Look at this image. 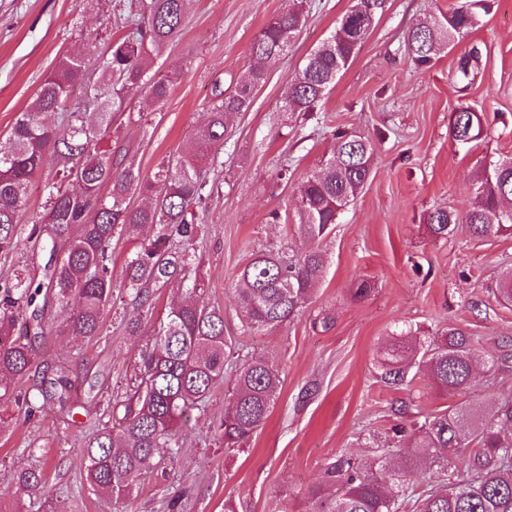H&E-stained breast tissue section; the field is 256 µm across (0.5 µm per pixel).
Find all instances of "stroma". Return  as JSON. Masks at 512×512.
<instances>
[{
  "label": "stroma",
  "mask_w": 512,
  "mask_h": 512,
  "mask_svg": "<svg viewBox=\"0 0 512 512\" xmlns=\"http://www.w3.org/2000/svg\"><path fill=\"white\" fill-rule=\"evenodd\" d=\"M132 2L0 0V136L32 106L58 56L77 53L98 63L122 36L118 16ZM454 2L385 0L368 38L307 120L283 111L287 82L353 5L311 0L298 38L270 68L250 109L232 119L220 154L218 190L197 249L205 299L223 310L232 353L204 412L183 430L181 452L140 478L130 506L85 481L84 439L134 378L146 342L127 324L159 321L176 294L155 291L145 308L130 297L124 267L138 242L151 237L146 228L112 242L113 298L99 335H47L31 375L0 396V495L13 491L19 471L34 469L45 481L26 499L27 512H167L173 497L183 512H224L228 500L237 512H306L304 494L325 465L379 456L386 428L465 405L488 415L512 394V303L490 291L512 269V236L476 238L461 224L437 240L426 223L434 209L465 210L479 166L512 155V0H492L458 48L440 50L431 66H416L407 54L411 28ZM287 8L288 0H188L182 34L152 71L154 79L172 80L169 97L149 109L144 91L131 90L132 115L113 132V152L132 151L146 174L177 155L205 123L215 85L248 77L251 43ZM474 43L483 48L481 71L462 92L456 59ZM462 105L488 120L481 138L467 145L451 135L452 114ZM337 127L374 141L371 175L318 243L325 263L313 297L282 325L243 332L238 276L255 252L307 248L294 223L297 187L328 158ZM285 166L292 172L287 181L279 178ZM362 281L370 291L354 297ZM451 324L472 337L481 358L465 394L441 395L421 374L400 389L381 382L380 353L390 336L406 330L421 342ZM254 356L278 373L279 395L244 450L228 452L214 426L229 380ZM50 363L68 368L85 408L71 417L50 403L25 417L14 398L33 389Z\"/></svg>",
  "instance_id": "1"
}]
</instances>
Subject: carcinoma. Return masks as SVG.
<instances>
[{
	"instance_id": "1",
	"label": "carcinoma",
	"mask_w": 512,
	"mask_h": 512,
	"mask_svg": "<svg viewBox=\"0 0 512 512\" xmlns=\"http://www.w3.org/2000/svg\"><path fill=\"white\" fill-rule=\"evenodd\" d=\"M489 0H457L448 12L418 22L409 32L407 48L418 66L430 65L442 46H453L478 24ZM304 0L271 18L251 45L255 64L249 81L222 88L215 84L209 117L188 138L176 156L163 159L153 175L142 173L136 159H112V126L127 111L126 93L147 90L152 106L168 98L172 82L153 81L155 57L182 31L186 0H141L128 15L129 32L112 43L102 57L97 80L87 77L82 57L64 55L44 80L31 108L0 140V253L19 248V217L27 205L32 178L51 164L62 166V180L47 186L45 214L37 239L50 249L41 282L22 271L0 277V391L26 376L37 358L35 339L44 335L45 304L79 308L55 331L74 340L99 334L112 301V239L140 226L157 227V234L135 251L125 277L135 303L150 304L154 289L178 280L186 296L168 306L159 325L148 328L140 352L139 373L123 396L114 399L111 424L104 425L83 445L86 480L125 504L138 493L137 481L165 458L179 451V435L204 399L224 381L223 311L209 306L205 281L191 277L196 263L199 225L214 194L211 178L221 165L219 155L230 136L228 120L249 110L254 93L267 75V66L288 53L304 23ZM368 32L351 33L338 21L330 35L305 59L288 80L285 112H312L355 56ZM482 49L474 43L457 60V75L468 84L477 77ZM92 86L75 110L62 114L65 129L52 115L60 111L76 85ZM483 114L471 106L453 113L451 135L463 145L483 133ZM330 157L297 190V230L305 239L321 240L341 211L358 196L371 174L374 144L365 136L337 128ZM477 198L464 213L436 208L427 216L430 234L446 238L458 224L477 237L512 235V157L490 161L476 176ZM145 203L135 205L130 194ZM324 266L320 249L288 257L270 250L255 255L240 273L237 304L246 330L268 329L286 322L311 298ZM477 361L473 341L454 325L439 331L425 346L394 336L385 346L381 379L391 386L406 384L411 368L424 373L442 393L461 395L470 386ZM75 386L69 370L57 367L49 384L35 386L22 404L31 415L54 402L73 409ZM279 391V376L261 357L236 371L224 417L217 432L226 449H241L265 423ZM384 455L368 459L342 458L327 464L321 479L306 493L310 512H397L408 496L406 470L430 463L445 473L457 450L475 447L462 475L441 481L415 500L414 512H512V396L486 417L461 406L412 428H390ZM413 449L406 468L381 477L387 455L401 444ZM42 473L22 471L14 491L15 512L22 496L36 490Z\"/></svg>"
}]
</instances>
